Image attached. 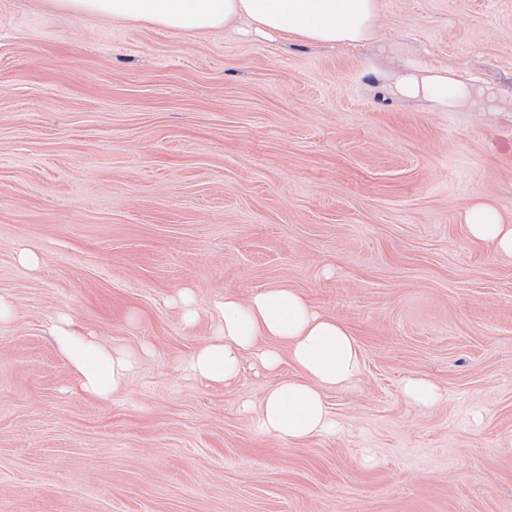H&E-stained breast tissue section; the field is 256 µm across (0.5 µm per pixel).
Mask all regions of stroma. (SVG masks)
I'll list each match as a JSON object with an SVG mask.
<instances>
[{
  "label": "stroma",
  "mask_w": 512,
  "mask_h": 512,
  "mask_svg": "<svg viewBox=\"0 0 512 512\" xmlns=\"http://www.w3.org/2000/svg\"><path fill=\"white\" fill-rule=\"evenodd\" d=\"M380 2L377 40L329 46L0 0V512H512V262L461 219L512 222V0ZM410 59L491 107L369 75ZM280 285L362 351L304 443L242 411L263 375L187 368L216 300ZM61 313L140 354L119 396L72 389ZM412 376L443 401L408 404ZM386 90L393 96L405 99H427L441 109L461 105L477 106L494 95L485 89H476L456 80L448 70L429 68L418 61H408L393 83Z\"/></svg>",
  "instance_id": "35a3bbf8"
}]
</instances>
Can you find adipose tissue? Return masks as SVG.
Masks as SVG:
<instances>
[{
    "label": "adipose tissue",
    "instance_id": "obj_1",
    "mask_svg": "<svg viewBox=\"0 0 512 512\" xmlns=\"http://www.w3.org/2000/svg\"><path fill=\"white\" fill-rule=\"evenodd\" d=\"M57 10L80 15L143 22L186 33L220 30L246 21L259 32L286 33L307 42L354 44L376 39L380 0H49ZM388 92L426 99L436 107H470L492 99V92L456 80L449 71L408 61ZM470 236L512 261V224L499 204L471 203L463 213ZM213 337L192 356V373L212 383L235 379L244 362L260 367L273 386L255 420L258 434L291 443L335 434L325 390L357 377L360 344L344 323L317 312L295 289H262L248 299L233 293L215 303ZM58 349L73 368L85 394L108 400L117 394L135 365L131 355L107 348L76 330L66 315L47 325ZM294 374L281 378L283 364Z\"/></svg>",
    "mask_w": 512,
    "mask_h": 512
}]
</instances>
